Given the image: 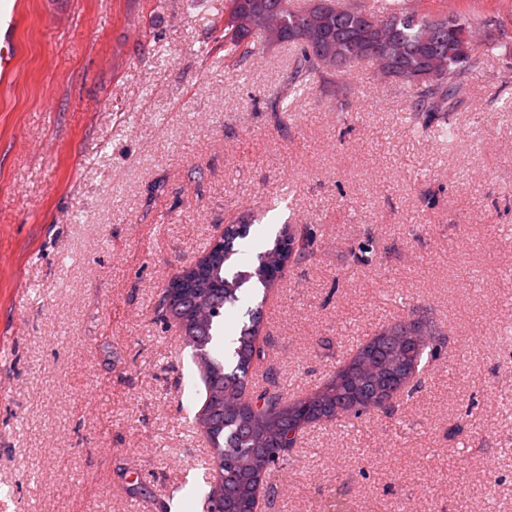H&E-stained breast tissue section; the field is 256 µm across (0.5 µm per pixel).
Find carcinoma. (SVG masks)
Segmentation results:
<instances>
[{
    "label": "carcinoma",
    "mask_w": 512,
    "mask_h": 512,
    "mask_svg": "<svg viewBox=\"0 0 512 512\" xmlns=\"http://www.w3.org/2000/svg\"><path fill=\"white\" fill-rule=\"evenodd\" d=\"M277 7L282 24L273 28L265 15ZM434 20L419 13L412 0H306L302 6L293 0H225L224 60L240 62L255 54L258 34L291 46L284 94L269 103L270 111L284 115L288 98L305 91L314 75L341 73L359 61L383 62L410 93L414 122H442L441 137L453 142L458 134L448 113L482 57L500 41L489 32L481 49H472L463 27L466 17L431 37L427 26ZM355 44L365 45L371 54L353 55ZM431 70L437 74L434 79L412 78ZM251 226V218L243 217L222 245L210 247L203 265L180 272L162 289L156 306L157 317L179 320L192 358L204 370L206 398L195 422L212 447L203 505L213 512H249L257 475L263 470L268 478L276 477L306 424L321 418L359 419L409 396L443 336L432 325L425 342L413 345L408 336L423 322L403 320L360 345L320 389L303 399L289 401L279 389L253 387L250 369L265 356L256 343L262 311L250 310L248 321L229 338L224 336V315L245 290H265L281 277L287 242L293 243L298 261L313 252L315 238L305 226L285 224L272 248L239 269L233 260L235 242L247 238Z\"/></svg>",
    "instance_id": "carcinoma-1"
}]
</instances>
